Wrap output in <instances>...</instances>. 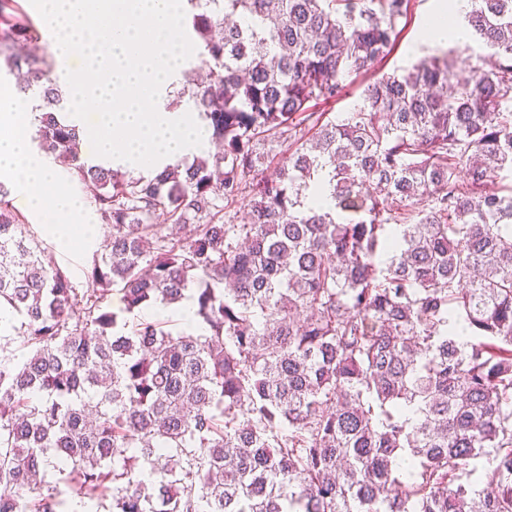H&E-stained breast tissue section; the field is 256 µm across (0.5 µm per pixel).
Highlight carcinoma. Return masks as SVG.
<instances>
[{
    "mask_svg": "<svg viewBox=\"0 0 512 512\" xmlns=\"http://www.w3.org/2000/svg\"><path fill=\"white\" fill-rule=\"evenodd\" d=\"M186 2L168 108L215 151L133 176L82 155L0 0L32 141L108 228L77 288L0 183V512H512V0L464 15L490 68L433 55L338 121L314 104L409 0ZM184 300L197 333L142 318Z\"/></svg>",
    "mask_w": 512,
    "mask_h": 512,
    "instance_id": "1",
    "label": "carcinoma"
}]
</instances>
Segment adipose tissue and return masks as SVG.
I'll return each instance as SVG.
<instances>
[{
  "instance_id": "1",
  "label": "adipose tissue",
  "mask_w": 512,
  "mask_h": 512,
  "mask_svg": "<svg viewBox=\"0 0 512 512\" xmlns=\"http://www.w3.org/2000/svg\"><path fill=\"white\" fill-rule=\"evenodd\" d=\"M34 120L29 103L0 88V180H11L33 202L41 225L59 248L74 253L92 242L82 201L33 146L21 124Z\"/></svg>"
}]
</instances>
